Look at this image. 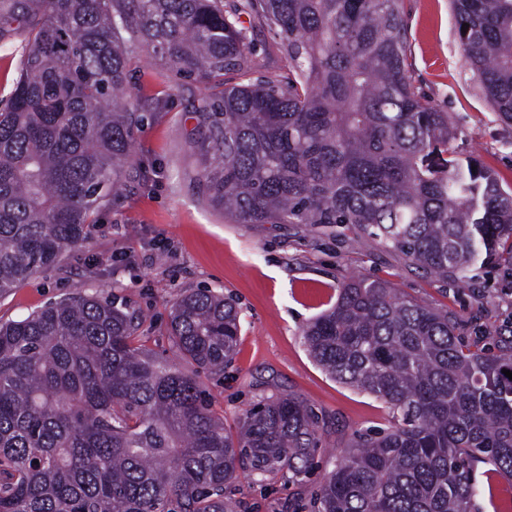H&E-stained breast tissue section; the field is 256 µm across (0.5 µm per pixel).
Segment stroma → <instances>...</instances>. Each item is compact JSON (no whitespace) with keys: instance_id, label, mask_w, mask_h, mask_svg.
Segmentation results:
<instances>
[{"instance_id":"1","label":"stroma","mask_w":512,"mask_h":512,"mask_svg":"<svg viewBox=\"0 0 512 512\" xmlns=\"http://www.w3.org/2000/svg\"><path fill=\"white\" fill-rule=\"evenodd\" d=\"M407 64L417 90L446 112L461 153L476 152L503 187H512V126L497 120L464 73L449 0H404ZM133 106L144 112L136 133V168L126 192L110 196L86 242L0 297V322L21 319L48 302L100 291L141 318L137 343L174 358L165 324L176 298L208 288L234 299L242 332L233 363L204 378L213 410L236 431L244 410L262 398L293 393L329 422L314 468L295 478L239 479L232 496L242 512H312L313 496L357 434L387 429L391 414L374 396L331 379L301 336L330 309L345 282L389 283L426 307L448 312L471 350L512 340V263L476 266L467 284L439 282L395 251L376 248L348 225L332 232L300 224H228L198 183L199 158L189 135L199 84L175 76L131 47ZM475 512H512V478L474 467Z\"/></svg>"}]
</instances>
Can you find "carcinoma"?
<instances>
[{
    "instance_id": "obj_1",
    "label": "carcinoma",
    "mask_w": 512,
    "mask_h": 512,
    "mask_svg": "<svg viewBox=\"0 0 512 512\" xmlns=\"http://www.w3.org/2000/svg\"><path fill=\"white\" fill-rule=\"evenodd\" d=\"M402 2L0 0V43L26 41L0 111V296L87 240L100 202L128 187L143 121L125 104L132 45L202 86L200 177L227 223L349 224L443 282L512 256V191L417 91ZM451 9L483 98L512 123V0ZM243 14L279 39L288 77L251 78ZM137 326L98 291L0 323V512H238L241 476L313 468L326 421L300 397L259 401L234 434L203 398L199 372L236 353L231 299L176 300L175 361L134 345ZM303 341L393 415L325 476L315 512H471L477 461L512 477V344L472 352L448 313L366 279Z\"/></svg>"
}]
</instances>
